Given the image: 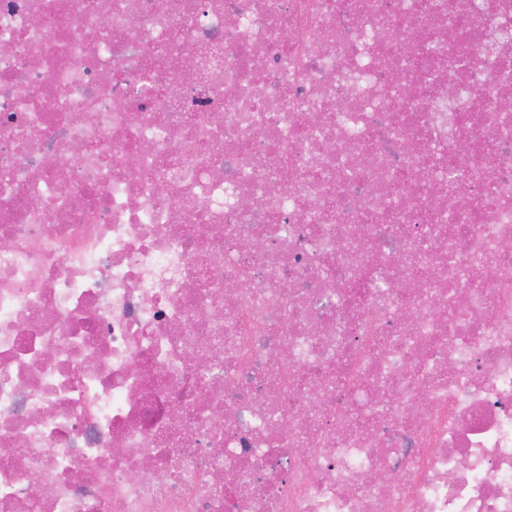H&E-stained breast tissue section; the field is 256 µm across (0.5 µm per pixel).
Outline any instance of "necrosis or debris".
<instances>
[{
	"label": "necrosis or debris",
	"mask_w": 512,
	"mask_h": 512,
	"mask_svg": "<svg viewBox=\"0 0 512 512\" xmlns=\"http://www.w3.org/2000/svg\"><path fill=\"white\" fill-rule=\"evenodd\" d=\"M507 32L0 0V512H512Z\"/></svg>",
	"instance_id": "obj_1"
}]
</instances>
